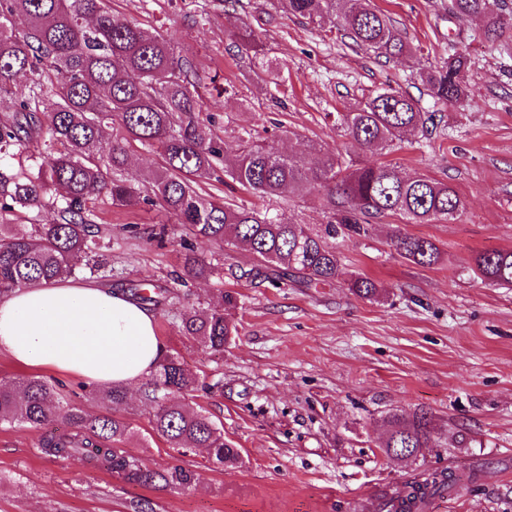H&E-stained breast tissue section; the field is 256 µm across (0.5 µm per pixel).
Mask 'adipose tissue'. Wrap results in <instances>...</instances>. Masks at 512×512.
<instances>
[{
    "mask_svg": "<svg viewBox=\"0 0 512 512\" xmlns=\"http://www.w3.org/2000/svg\"><path fill=\"white\" fill-rule=\"evenodd\" d=\"M0 353L90 384L128 387L154 371L162 344L145 306L122 291L68 280L0 297Z\"/></svg>",
    "mask_w": 512,
    "mask_h": 512,
    "instance_id": "ef3b65f1",
    "label": "adipose tissue"
}]
</instances>
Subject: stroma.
Listing matches in <instances>:
<instances>
[{"instance_id":"obj_1","label":"stroma","mask_w":512,"mask_h":512,"mask_svg":"<svg viewBox=\"0 0 512 512\" xmlns=\"http://www.w3.org/2000/svg\"><path fill=\"white\" fill-rule=\"evenodd\" d=\"M373 4L391 17L410 53L375 58L331 23L288 14L279 0H112L115 15L170 38L194 65L202 117L227 158L252 137L312 162L333 151L377 163L339 120L391 87L441 122L432 139L405 135L389 161L448 182L465 208L451 223L377 219L368 235L341 241L335 285L306 288L243 278L255 264L245 246L191 239L159 206L98 203L96 222L112 232V274L101 285H170L182 271L186 238L196 255L218 260L217 274L167 295L152 313L163 347L207 382H220L191 404L223 426L242 464L215 468L203 449L182 455L147 437L151 408L132 397L125 416L135 434L125 449L153 469L189 467L191 487L129 485L80 456L42 454L35 430L0 426V512H134L141 500L153 512H385L386 490L442 469L455 473L457 489L433 499L427 512H512V288L472 270L478 253L512 249V42L485 41L477 20L449 15L448 0ZM232 16L253 30L261 57L238 47ZM458 52L468 57L469 99L435 101L421 74ZM262 58L281 70L280 86L261 72ZM269 206L314 229L331 219L316 185ZM161 225L169 229L166 243L148 241V230ZM399 231L435 242L439 263L420 267L402 258L391 243ZM357 275L376 281L379 297L354 294L349 283ZM223 289L240 295L238 334L217 353L182 336L180 325L187 309L206 307ZM21 375L64 383L86 416L105 412L94 385L0 353V384ZM419 408L432 416L430 447L413 462L383 454L386 418Z\"/></svg>"}]
</instances>
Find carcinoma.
<instances>
[{
  "mask_svg": "<svg viewBox=\"0 0 512 512\" xmlns=\"http://www.w3.org/2000/svg\"><path fill=\"white\" fill-rule=\"evenodd\" d=\"M291 15L312 21L332 20L338 32L376 56L410 50L398 30L371 0H280ZM448 14L482 21L484 38L512 37V10L495 0H448ZM467 58L457 53L442 66L423 73L429 96L454 103L465 95L461 73ZM191 63L176 55L170 40L112 15L108 0H0V102L10 113L0 119V211L17 207L37 214L46 207L47 184L62 190L56 218L24 231L0 224V294L42 282L94 275L105 268L110 248L100 225L91 220L95 201L106 197L118 207L134 206L139 197L124 177L131 142L157 147L164 165L152 175L155 202L200 239L241 243L257 264L248 275L275 282L317 287L336 281L337 240L368 232L374 220L400 214L415 224L448 220L465 204L454 188L424 174L408 175L382 162L352 167L340 155L325 153L308 165L265 141L248 139L232 161L224 162V146L196 113L200 95L193 89ZM119 121L122 136L107 142V129ZM438 126L434 112H424L412 98L389 88L343 116L341 128L361 148L382 154L414 131L426 139ZM30 151V166L15 172L7 160L13 151ZM250 194L270 198L286 189L319 184L330 190L332 220L322 230L294 223L278 213L229 203L197 191L198 182L218 170ZM397 253L420 266L439 263L440 251L428 238L397 233ZM185 250L181 283L209 276L213 263ZM474 272L482 280L512 286V249L479 253ZM357 295L373 299L379 287L358 276L350 284ZM238 293L223 291L206 309H191L181 320V333L199 339L216 352L237 335L230 310ZM205 387L177 353H164L146 379L144 398L152 406L149 435L168 447L207 449L217 468H235L240 451L224 441V429L203 410L185 400ZM108 414L88 419L70 396L37 376L0 386V424L16 423L40 432L42 453L81 455L127 484L170 489L187 488L195 473L172 465L152 470L117 444L134 428L118 414L127 393L120 387L98 391ZM68 421L58 431L56 422ZM431 416L423 409L409 417L393 414L379 443L393 448L430 447ZM451 470L434 471L397 488L386 498L389 512H420L425 502L451 492Z\"/></svg>",
  "mask_w": 512,
  "mask_h": 512,
  "instance_id": "carcinoma-1",
  "label": "carcinoma"
}]
</instances>
